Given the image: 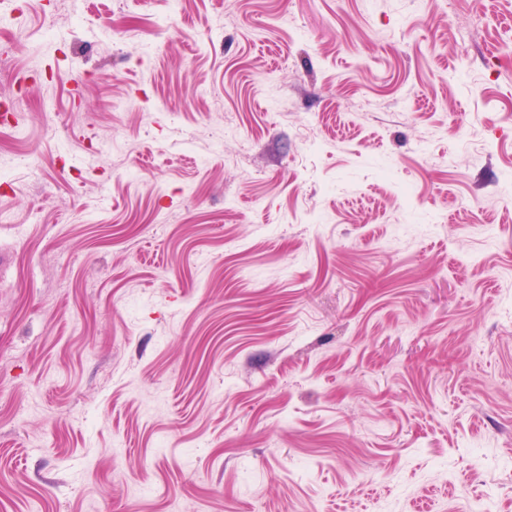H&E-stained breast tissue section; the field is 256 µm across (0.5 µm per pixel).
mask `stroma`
<instances>
[{
  "label": "stroma",
  "mask_w": 512,
  "mask_h": 512,
  "mask_svg": "<svg viewBox=\"0 0 512 512\" xmlns=\"http://www.w3.org/2000/svg\"><path fill=\"white\" fill-rule=\"evenodd\" d=\"M0 512H512V0H0Z\"/></svg>",
  "instance_id": "obj_1"
}]
</instances>
